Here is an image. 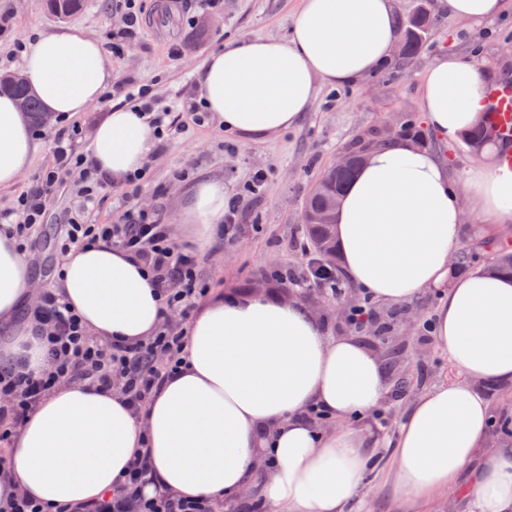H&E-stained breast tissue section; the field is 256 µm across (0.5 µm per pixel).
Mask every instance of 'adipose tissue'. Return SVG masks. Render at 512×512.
I'll list each match as a JSON object with an SVG mask.
<instances>
[{"label": "adipose tissue", "mask_w": 512, "mask_h": 512, "mask_svg": "<svg viewBox=\"0 0 512 512\" xmlns=\"http://www.w3.org/2000/svg\"><path fill=\"white\" fill-rule=\"evenodd\" d=\"M398 38L395 0H302L289 40L255 38L210 55L197 101L225 133L257 141L295 126L319 83L353 84L390 58ZM21 66L45 112L87 111L112 85L101 43L74 25L23 42ZM480 65L444 55L426 69L422 110L454 140L483 112ZM153 140L137 106L112 109L92 132L88 160L114 185L142 170ZM41 148L23 112L0 96V187L14 184ZM497 224H512V169L471 168L463 185L447 163L411 141L371 148L336 211V240L351 282L384 304L436 291L432 336L459 374L417 398L392 443L393 480L421 501L460 490L467 512H512V447L487 448L492 420L482 385H512V280L476 270L454 278L462 196ZM220 179L186 192L179 220L206 247L224 233ZM151 275L104 243L71 251L57 294L104 341L150 338L162 321ZM27 256L0 229V369L41 373L47 357L26 314ZM388 392L381 359L352 336L326 333L302 302L269 292L206 299L188 329L180 368L134 413L118 391L61 383L47 392L11 442L0 507L23 492L44 512L100 502L138 457L151 475L146 496L234 499L259 484L273 512H345L371 458L367 422ZM324 410V431L307 421Z\"/></svg>", "instance_id": "adipose-tissue-1"}]
</instances>
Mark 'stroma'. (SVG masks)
I'll return each mask as SVG.
<instances>
[{"mask_svg":"<svg viewBox=\"0 0 512 512\" xmlns=\"http://www.w3.org/2000/svg\"><path fill=\"white\" fill-rule=\"evenodd\" d=\"M173 39H160L140 26L122 55L112 59V89L147 86L153 110H171L181 129L164 147L153 148L146 166L149 178L134 204L160 211L165 223L177 225V207L188 187L202 177L223 179L224 190L240 199L243 209L241 235L231 244L216 243L200 250L199 277L209 294L263 287L285 295L274 279L276 270L301 271L304 202L315 180L367 130L397 124L413 114L425 147L450 159L449 175L461 180L467 168L481 164L462 141H449L431 131L424 118L421 84L426 67L442 55H461L478 62L489 83L512 82V59L503 60L504 47L512 46V0L506 13L481 22H464L440 9L432 11V27L420 52L407 61H395L376 74L342 87H321L301 121L294 128L259 142H245L224 133L212 123H194L189 110L195 100L194 85L209 55L234 43L257 37L287 39L301 0H223L218 12H202L198 0H183ZM122 0H84L76 14L60 18L47 0H0V20L9 26L0 31V75L21 69L17 44L33 33H49L75 25L102 44L123 25ZM181 44L180 60H173V44ZM59 120L36 127L42 150L23 171L18 183L0 189V211L16 207L31 182L52 163V140ZM268 179L259 196L240 197L242 185L254 171ZM80 173L62 176L46 200L43 224L35 235L32 261L33 291L54 287L64 260L60 230L67 217L85 204ZM437 304L429 292L407 302L415 322L406 351L398 360L399 376H388L394 391L372 415L378 433L374 466L367 474L351 512H463L458 491L451 490L420 505L395 496L386 482L387 446L399 431L414 400L435 386L457 380L447 355L427 337L423 325ZM493 419L487 445L499 448L512 443V387L488 392Z\"/></svg>","mask_w":512,"mask_h":512,"instance_id":"1","label":"stroma"}]
</instances>
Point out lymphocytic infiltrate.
<instances>
[{
    "mask_svg": "<svg viewBox=\"0 0 512 512\" xmlns=\"http://www.w3.org/2000/svg\"><path fill=\"white\" fill-rule=\"evenodd\" d=\"M73 135L61 130L54 140L53 164L42 171L17 201L22 219L13 231L23 247H30L31 232L42 223L45 199L64 174L83 168L85 159L72 148ZM147 180L146 172L131 177L121 194L123 205L111 223L90 224L75 213L66 219L62 251L85 243L104 241L142 262L163 300L164 320L155 336L140 342L95 340L55 293L43 292L33 317L47 343L48 369L39 375L17 370L0 376V442L11 439L36 401L58 384L82 380L119 390L135 410H143L153 392L180 364L186 343L185 320L208 292L198 278L196 250L177 245L169 225L156 210L130 205ZM180 313L183 324L169 321ZM150 469L147 458H139L124 483L92 512H212L207 499L188 500L172 495L145 497L140 489Z\"/></svg>",
    "mask_w": 512,
    "mask_h": 512,
    "instance_id": "obj_1",
    "label": "lymphocytic infiltrate"
}]
</instances>
